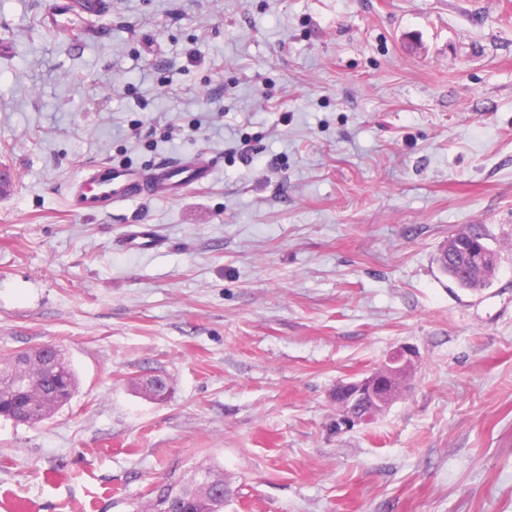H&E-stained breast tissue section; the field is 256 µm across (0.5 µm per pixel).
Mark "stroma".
Returning <instances> with one entry per match:
<instances>
[{"label":"stroma","mask_w":512,"mask_h":512,"mask_svg":"<svg viewBox=\"0 0 512 512\" xmlns=\"http://www.w3.org/2000/svg\"><path fill=\"white\" fill-rule=\"evenodd\" d=\"M0 0V358L72 362L0 419V512H512V0ZM208 179L93 212L91 168ZM487 225L486 287L437 261ZM414 380L335 431L339 383ZM154 376L170 396L138 388ZM18 353L3 360L1 358L6 372L10 370L18 378L34 377V381L24 393L20 394L3 377L0 383V417L1 413H11L15 417L12 421L14 423L35 424L70 404L78 391V379L70 361L60 350H56L53 355L55 359L60 360L59 364L64 375V378L58 381L50 378L45 368L41 366L44 359L39 357L41 364H38L30 354L17 357ZM24 408L37 411L38 414L32 421L31 416L26 415ZM200 477H213L216 479L213 487L208 492V500L210 502L208 506L210 507H206V504L202 503L201 499L195 494V488L198 485L197 480ZM222 482L223 475L214 467L197 469L190 477L166 476L162 478L160 486L155 487L153 497L149 502L146 512H165L164 509L171 499H181L182 506L186 503L183 507L185 512H196L201 510L202 506H204L203 510L205 511L221 512L224 509V504L226 505V503L230 502L236 494V491L229 483V486L232 488V495L225 499L222 491L220 495H216V492L221 490L219 487Z\"/></svg>","instance_id":"35a3bbf8"}]
</instances>
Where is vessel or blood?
I'll return each instance as SVG.
<instances>
[{"mask_svg": "<svg viewBox=\"0 0 512 512\" xmlns=\"http://www.w3.org/2000/svg\"><path fill=\"white\" fill-rule=\"evenodd\" d=\"M209 172L200 167H184L174 171L172 166L158 167L149 180L136 179L124 169L95 168L88 170L75 188V205L82 211L99 209L103 204L121 201L142 194L160 195L173 188L175 182L191 184L204 180Z\"/></svg>", "mask_w": 512, "mask_h": 512, "instance_id": "obj_1", "label": "vessel or blood"}]
</instances>
